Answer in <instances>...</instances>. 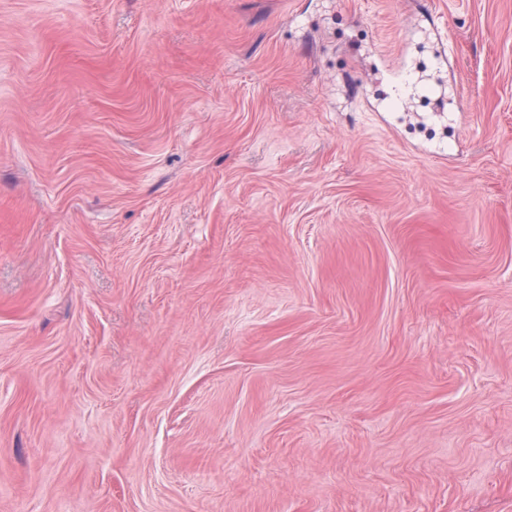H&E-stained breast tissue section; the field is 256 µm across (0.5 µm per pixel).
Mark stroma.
<instances>
[{"mask_svg":"<svg viewBox=\"0 0 512 512\" xmlns=\"http://www.w3.org/2000/svg\"><path fill=\"white\" fill-rule=\"evenodd\" d=\"M0 512H512V0H0Z\"/></svg>","mask_w":512,"mask_h":512,"instance_id":"obj_1","label":"stroma"}]
</instances>
